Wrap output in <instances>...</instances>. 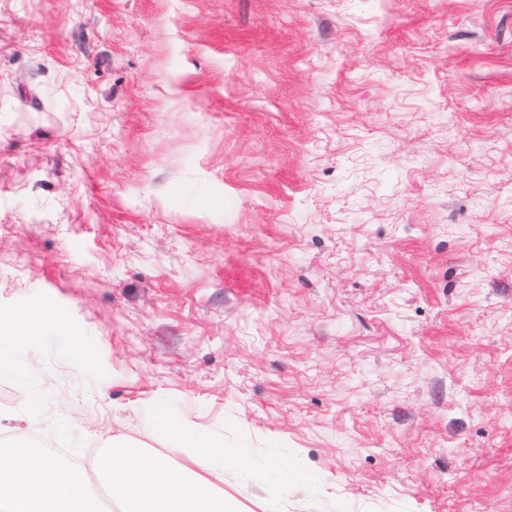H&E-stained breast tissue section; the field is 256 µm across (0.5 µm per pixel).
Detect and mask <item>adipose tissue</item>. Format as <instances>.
<instances>
[{"label":"adipose tissue","instance_id":"obj_1","mask_svg":"<svg viewBox=\"0 0 512 512\" xmlns=\"http://www.w3.org/2000/svg\"><path fill=\"white\" fill-rule=\"evenodd\" d=\"M63 319L44 309H21L9 318V336H40ZM0 512H102V504L73 469L35 446L0 448Z\"/></svg>","mask_w":512,"mask_h":512}]
</instances>
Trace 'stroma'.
<instances>
[{
  "mask_svg": "<svg viewBox=\"0 0 512 512\" xmlns=\"http://www.w3.org/2000/svg\"><path fill=\"white\" fill-rule=\"evenodd\" d=\"M0 441L171 402L319 480L281 512H512V0H0ZM239 512H271L225 471ZM2 336H42L46 331L63 326V318L45 309H21L15 311L8 320Z\"/></svg>",
  "mask_w": 512,
  "mask_h": 512,
  "instance_id": "35a3bbf8",
  "label": "stroma"
}]
</instances>
